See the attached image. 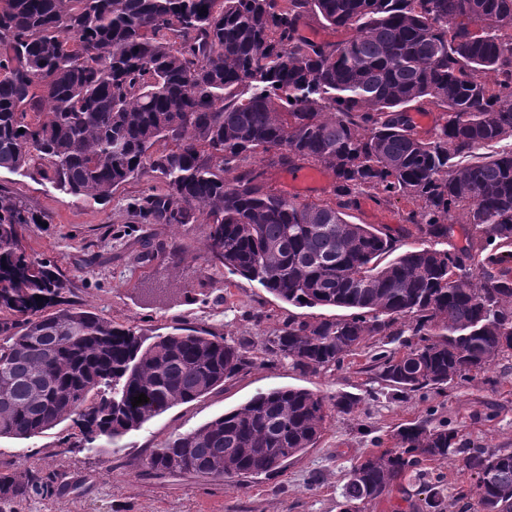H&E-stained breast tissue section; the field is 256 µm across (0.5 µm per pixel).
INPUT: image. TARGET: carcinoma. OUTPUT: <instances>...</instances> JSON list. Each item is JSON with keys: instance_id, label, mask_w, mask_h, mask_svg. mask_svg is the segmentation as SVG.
Segmentation results:
<instances>
[{"instance_id": "1", "label": "carcinoma", "mask_w": 512, "mask_h": 512, "mask_svg": "<svg viewBox=\"0 0 512 512\" xmlns=\"http://www.w3.org/2000/svg\"><path fill=\"white\" fill-rule=\"evenodd\" d=\"M309 17L352 35L312 41L301 33ZM413 102L442 112L440 123L418 129ZM160 141L169 148L152 151ZM272 148L271 166L331 172L332 198L302 203L268 187L251 159ZM35 163L78 199L106 200L157 173L167 191L144 192L137 221L204 214L205 247L229 272L299 308L348 311L291 318L266 339L264 354L306 371L408 332L417 341L374 362L410 393L512 352V0H0V168ZM362 196L405 201L403 221L434 245L395 254V238L347 220ZM456 218L467 247L436 248ZM47 221L0 193V438L71 417L80 441L110 445L258 360L222 336L177 328L149 342L63 305L55 263L24 244L27 227ZM141 393L147 402L132 405ZM356 404L260 391L172 436L146 467L217 478L280 470L314 447L328 406ZM390 439L353 464L341 512L456 454L474 481L459 494L475 495L480 512H512L511 451L460 448L457 431L424 421ZM50 491L29 469L0 473L3 502Z\"/></svg>"}]
</instances>
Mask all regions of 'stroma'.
<instances>
[{
	"instance_id": "1",
	"label": "stroma",
	"mask_w": 512,
	"mask_h": 512,
	"mask_svg": "<svg viewBox=\"0 0 512 512\" xmlns=\"http://www.w3.org/2000/svg\"><path fill=\"white\" fill-rule=\"evenodd\" d=\"M149 188L162 191L166 184L150 173L119 186L110 200L80 201L36 168L0 170V191L50 218L48 225L29 226L25 245L56 263L67 281L66 303L150 337L177 327L223 336L248 345L257 364L112 446L79 443L69 419L29 439L0 438V472L30 469L60 485L48 495L0 502V512H340L351 466L375 451L377 440L422 420L456 430L462 447L512 451L511 354L469 379L409 394L379 377L372 359L386 346L375 338L316 374L263 355L266 337L300 315V308L224 269L205 250L204 225L133 223L129 207ZM403 208L400 201L379 206L365 197L349 220L389 233L398 250L422 247L420 238L403 230ZM144 240L151 249L140 260ZM284 386L325 397L352 393L360 403L349 413L329 409L315 446L276 473L216 479L146 472L145 458L173 434L196 429L257 392ZM437 478L443 481V512H475L474 499L457 496L462 476L453 457L424 463L365 512H430L425 489Z\"/></svg>"
}]
</instances>
